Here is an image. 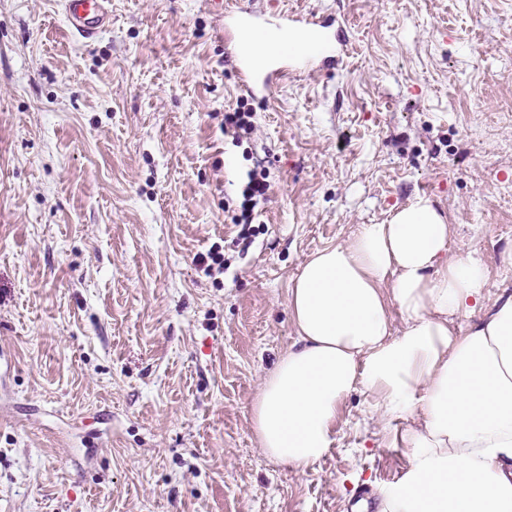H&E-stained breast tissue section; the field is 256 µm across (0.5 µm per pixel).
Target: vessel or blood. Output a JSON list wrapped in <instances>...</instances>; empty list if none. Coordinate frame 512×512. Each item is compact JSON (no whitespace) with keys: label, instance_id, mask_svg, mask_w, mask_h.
Here are the masks:
<instances>
[{"label":"vessel or blood","instance_id":"1","mask_svg":"<svg viewBox=\"0 0 512 512\" xmlns=\"http://www.w3.org/2000/svg\"><path fill=\"white\" fill-rule=\"evenodd\" d=\"M224 19V39L231 47L230 56L238 72L241 88L248 94L265 93L271 84L291 76L327 71L347 50L345 43H333L336 18L295 11L276 12L279 29L302 36L308 50L303 56H281L274 68H262L254 62L258 43L253 32L254 13L237 7L227 8L224 0H205ZM111 0H61L62 11L71 33L90 43L112 26Z\"/></svg>","mask_w":512,"mask_h":512}]
</instances>
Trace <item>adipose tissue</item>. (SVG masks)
Returning <instances> with one entry per match:
<instances>
[{
  "mask_svg": "<svg viewBox=\"0 0 512 512\" xmlns=\"http://www.w3.org/2000/svg\"><path fill=\"white\" fill-rule=\"evenodd\" d=\"M449 239L421 197L305 263L288 298L297 339L254 403L267 458L320 460L339 404L361 385L377 395L378 422H407L396 437L409 467L381 512H512V297L457 333L455 319L486 307L488 276L475 253L447 259ZM392 303L405 316L397 336Z\"/></svg>",
  "mask_w": 512,
  "mask_h": 512,
  "instance_id": "1",
  "label": "adipose tissue"
}]
</instances>
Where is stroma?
<instances>
[{
  "label": "stroma",
  "instance_id": "obj_1",
  "mask_svg": "<svg viewBox=\"0 0 512 512\" xmlns=\"http://www.w3.org/2000/svg\"><path fill=\"white\" fill-rule=\"evenodd\" d=\"M239 4L336 14L348 52L253 97L203 0H112L90 44L57 0H0V512H349L409 465L374 393L303 469L253 428L304 263L426 196L512 296V0ZM254 113L249 109H244V106L238 104V107L233 112H225L224 114V132L233 130V134L248 135L254 129L252 118ZM267 179L268 175L264 168L259 171L251 170L248 173V182L242 192L240 214H235L232 218L236 226H241L238 240L246 242L245 247L251 243V238L254 236V229L251 225L254 209L259 202L265 201L268 197L271 185Z\"/></svg>",
  "mask_w": 512,
  "mask_h": 512
}]
</instances>
